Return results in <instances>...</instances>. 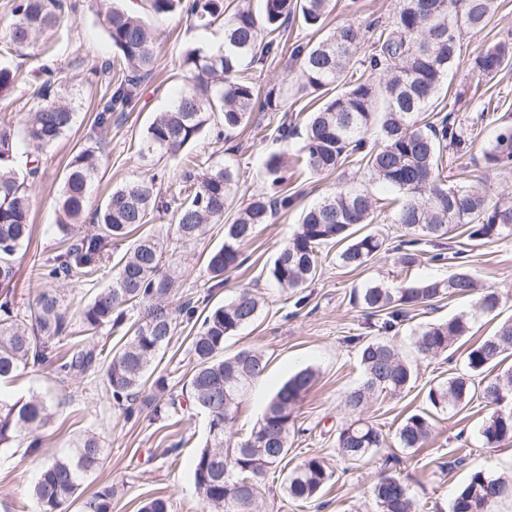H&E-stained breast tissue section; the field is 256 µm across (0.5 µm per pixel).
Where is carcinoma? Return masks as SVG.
Listing matches in <instances>:
<instances>
[{
  "label": "carcinoma",
  "mask_w": 512,
  "mask_h": 512,
  "mask_svg": "<svg viewBox=\"0 0 512 512\" xmlns=\"http://www.w3.org/2000/svg\"><path fill=\"white\" fill-rule=\"evenodd\" d=\"M259 2L255 8L252 0H147L148 19L114 2L105 7V31L117 61L107 60L95 69L110 77L93 121L94 130L101 134L112 128L115 113L134 109L139 88L152 75L160 36L152 20L179 16L201 30L224 27L222 48L198 46L183 55V85L173 104L155 113L143 131L138 149L142 158L176 160L211 126L217 128L218 139L230 141L248 125L252 113L281 111L286 105L284 93L275 87L260 92L248 73L259 56L288 52L300 62L301 91L313 96L315 107L303 129L285 121L277 126V138L286 141L296 135L302 146L290 165L280 155L265 161L267 188L247 203L237 204L240 174L233 164L214 166L198 160L187 165L178 192L169 201L156 190L154 175L116 187L91 212L96 233L74 240L69 226L84 222L89 190L101 165L94 147L78 150L67 165L57 199L59 247L39 264L42 276L87 278L97 272L96 258L110 242L131 236L134 240L116 263L112 286L96 292L80 310L76 332L63 311L58 289L39 290L36 306L28 314L16 309L14 294L17 256L32 239L30 197L40 173V155L76 122V109L58 72L42 66V83L32 106L0 123V382L12 380L31 365L50 364L63 384L101 374L113 405L128 416L148 384L155 389L148 400L155 419L176 413L178 401L164 397L166 379H151L154 361L177 328V318L166 301L180 284L164 269L165 263L180 247L203 236L208 225L226 219L224 243L206 258L214 287H222L224 273L244 262L241 246L278 210L294 205L296 196L288 189L290 173H331L352 159L371 180L397 191L400 198L391 223L401 225L406 235L394 247L396 262L403 267L419 260L418 246L453 239L462 227L471 242L512 235V202L494 203L486 187L450 185L444 176L445 152L450 147L462 150L481 132L490 114L483 109L475 112L466 126L449 113L434 121L429 117L431 112L444 111L437 94L456 65L460 36L465 31H483L499 8L498 0H400L391 25L380 30L372 52L361 58L359 28L351 24L290 51L281 43L282 29L297 17L307 27L322 31L333 0ZM69 8L66 0H15L12 21L0 31V42L19 53L28 50L60 26ZM506 68H512V38L477 55L472 70L487 78ZM374 128L380 130L381 138L371 143L367 134ZM21 143L29 148L23 171L18 161ZM484 157L493 170L512 168V124L499 126ZM171 206L173 237L144 230L157 213ZM379 217L377 199L368 189L349 182L337 185L301 213L292 237L272 262L271 278L285 291L307 287L325 262L329 245L341 246L336 254L341 267L354 271L366 266L388 250L387 239L361 232L362 227L379 223ZM475 293L474 313L429 323L417 332L416 347L430 355L453 348L468 333L472 317L496 311L498 291L477 290L470 274L459 270L446 279L429 278L395 288L371 284L355 294L354 301L366 315L383 317L381 329L388 331L418 307ZM259 312L260 302L248 288L224 304L201 310L198 302L189 299L179 310L186 322L199 323L190 341L195 365L184 386L192 404L208 416L207 444L192 457L191 466L197 493L211 512H259L258 488L286 458L296 405L317 380L315 369L299 370L275 392L246 438L234 444L226 438L243 396L265 374L268 359L253 349L226 356L224 339L252 324ZM106 326L123 333L124 343L110 348L96 342L97 333ZM71 334L75 335L71 349L56 352L52 340ZM511 355L509 319L493 335L466 349L465 372L428 389L427 409L409 415L397 428L398 446L424 447L434 416H454L476 396L490 407L480 429L483 444L496 447L512 439V368L492 374ZM359 357L364 381L345 401L353 410L376 394L398 395L413 380L410 364L386 342L362 345ZM54 416L55 405L38 394L16 401L0 398V447L22 436L32 438L30 447H41L39 431ZM385 446L381 430L361 417L348 422L336 440L337 454L351 462ZM105 459L100 438L87 433L77 439L72 452L46 462L33 488L40 512H66L77 500L81 512H112V486L104 485L85 497L79 493L87 474ZM331 477L324 458L311 456L287 473L283 490L293 500L309 501ZM508 490L505 477L477 471L457 491L449 512H495ZM373 495L377 512H418L408 486L393 475L381 476Z\"/></svg>",
  "instance_id": "carcinoma-1"
}]
</instances>
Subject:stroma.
I'll return each instance as SVG.
<instances>
[{
  "mask_svg": "<svg viewBox=\"0 0 512 512\" xmlns=\"http://www.w3.org/2000/svg\"><path fill=\"white\" fill-rule=\"evenodd\" d=\"M350 1L353 0H335L326 27L331 30L345 24L358 26L364 46H371L377 37L376 24L393 21L399 0H354L358 3L354 10L349 7ZM70 3L72 8L52 44L53 59L61 69L77 119L72 130L41 156V175L32 197L33 238L21 260L15 288V301L24 311L34 305L41 287L34 259L52 255L59 236L55 200L72 155L81 148L95 146L104 156L90 191L92 204H100L119 185L153 174L162 179V197H170L171 185L181 179L182 165L166 159H141L137 153L139 137L153 114L166 109L176 97L185 51L202 43L215 46L223 39L222 30L217 28L206 32L190 28L188 22L179 18L160 21L164 34L156 45L154 71L140 89L136 108L122 113L111 132L99 137L92 124L108 78L92 75L91 69L112 58V45L104 27L103 9L91 0ZM510 31L512 0H501L495 17L481 33L461 37L445 97L449 111L458 120H467L486 107L493 110L496 119L504 116L512 121V69L489 81L478 79L472 71L475 56ZM43 62L39 54L23 56L0 51V66L17 73L14 87L0 97V121L27 110L31 94L40 82L39 68ZM289 66L287 57L272 55L253 63L250 73L256 85L264 89L287 84V102L293 112L308 114L311 97L301 92L298 75ZM284 119L281 112L254 113L248 127L233 141L224 144L206 132L188 148L187 155L202 156L212 164L233 163L241 176L238 198L247 200L266 183L265 159L273 154L293 159L302 145L297 138L283 142L271 136V129ZM496 130L495 123L489 124L462 151H449L446 170L452 178L459 169H466L470 184L486 185L494 200L512 197V169L489 172L483 156ZM342 178L361 182L366 173L345 164L333 173L305 174L295 179L293 186L300 191L295 205L259 227L255 238L242 247L246 263L225 274L220 288L213 287L203 257L223 243L224 227L209 225L200 240L181 248L171 262L179 276L180 290L171 299L170 307L179 309L191 297L208 298L215 304L226 302L242 287L250 288L262 300L257 320L224 342L225 353L250 348L262 351L269 360L265 376L252 385L241 403L230 429L234 439L251 432L271 396L288 376L306 366L313 367L318 374L315 386L297 406L286 460L293 466L311 456L323 457L333 477L313 502L303 503L288 499L282 490V474H275L260 489L263 512H375L371 488L384 470L403 479L419 512H448L453 496L473 472L494 476L512 472V440L495 448L483 445L479 427L487 410L482 400L474 399L454 417H436L432 436L422 449L404 450L395 447L393 440L400 423L425 408L430 385L464 368L463 346L426 357L415 346L416 332L426 324L471 311L473 300L444 299L433 308L411 312L398 328L384 334L379 329L380 319L365 315L354 305L353 295L355 290L372 283L394 287L427 278H445L464 269L480 284L498 289L501 294L498 311L470 324L469 341L485 338L493 334L500 322L512 318V235L473 246L462 234L452 244L456 258L443 264L423 260L406 270L388 252L378 254L355 271L341 267L331 254L302 296L282 291L268 272L275 253L291 238L301 211L318 202ZM128 246L125 240L113 242L92 278L59 282L69 316H76L95 292L111 286L113 264ZM190 337L189 325L180 323L171 345L159 354L156 372L166 377L168 389L175 395L181 393L194 365L189 354ZM382 337L390 340L412 364L414 378L400 395L371 400L361 410V417L379 428L389 445L351 465L336 455L337 436L352 417L344 401L363 381L360 343ZM33 391L57 402L58 408L52 425L43 432L38 450L24 445L0 447V512H39L32 488L42 465L69 453L73 442L86 432L99 435L107 459L103 467L88 475L82 490L89 494L100 486L112 485V512H139L143 503L153 497L167 499L170 512H208L196 492L189 462L193 448L203 446L208 436L207 422L196 410L187 407L168 419L157 420L150 408L140 404L134 417L128 420L113 406L101 376L81 378L65 388L47 366L20 371L10 384L0 387V397L16 399ZM183 438L190 439V447L180 455H170V447ZM461 448L466 449L467 456L464 465L456 468L452 462Z\"/></svg>",
  "mask_w": 512,
  "mask_h": 512,
  "instance_id": "35a3bbf8",
  "label": "stroma"
}]
</instances>
